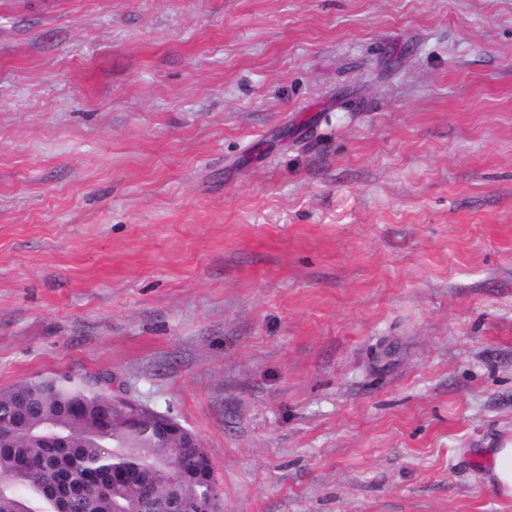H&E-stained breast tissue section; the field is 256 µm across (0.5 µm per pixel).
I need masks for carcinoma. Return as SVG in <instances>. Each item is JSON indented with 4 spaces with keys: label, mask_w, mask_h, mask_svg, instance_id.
Segmentation results:
<instances>
[{
    "label": "carcinoma",
    "mask_w": 512,
    "mask_h": 512,
    "mask_svg": "<svg viewBox=\"0 0 512 512\" xmlns=\"http://www.w3.org/2000/svg\"><path fill=\"white\" fill-rule=\"evenodd\" d=\"M98 376L51 375L0 389V512H171L179 498L205 501L219 491L201 449L159 440L106 420ZM70 440L54 448L43 429Z\"/></svg>",
    "instance_id": "obj_1"
}]
</instances>
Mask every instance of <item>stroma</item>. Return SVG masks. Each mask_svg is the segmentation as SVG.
Listing matches in <instances>:
<instances>
[{"label": "stroma", "instance_id": "stroma-1", "mask_svg": "<svg viewBox=\"0 0 512 512\" xmlns=\"http://www.w3.org/2000/svg\"><path fill=\"white\" fill-rule=\"evenodd\" d=\"M97 373L224 512H512V0H0V389ZM486 480L496 495L512 501V436L488 451Z\"/></svg>", "mask_w": 512, "mask_h": 512}]
</instances>
